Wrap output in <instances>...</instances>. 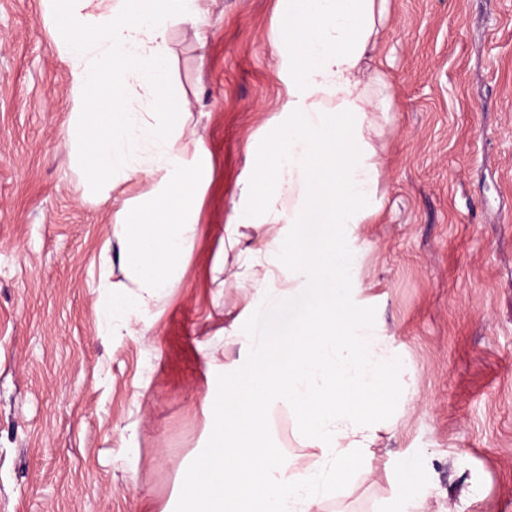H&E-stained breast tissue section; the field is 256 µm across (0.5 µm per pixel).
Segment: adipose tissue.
<instances>
[{
  "label": "adipose tissue",
  "mask_w": 512,
  "mask_h": 512,
  "mask_svg": "<svg viewBox=\"0 0 512 512\" xmlns=\"http://www.w3.org/2000/svg\"><path fill=\"white\" fill-rule=\"evenodd\" d=\"M205 0H44L78 107L67 143L88 195L153 182L115 211L112 237L129 267L127 286L98 311L108 336L136 337L133 319L178 278L198 230L197 188L210 172L204 150L176 148L186 106L171 74V29L194 21ZM274 49L288 84L283 119L251 146L240 199L224 226L238 249L234 279L253 278L267 338L233 325L245 367L205 407L215 448L180 477L191 512H319L335 499L377 439L380 410L402 373L393 340L360 314V225L382 210L373 113L388 112L390 86L368 61L388 0H278ZM261 277H253L254 268ZM291 413L311 466L263 444L275 405Z\"/></svg>",
  "instance_id": "obj_1"
}]
</instances>
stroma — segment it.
I'll list each match as a JSON object with an SVG mask.
<instances>
[{
	"instance_id": "stroma-1",
	"label": "stroma",
	"mask_w": 512,
	"mask_h": 512,
	"mask_svg": "<svg viewBox=\"0 0 512 512\" xmlns=\"http://www.w3.org/2000/svg\"><path fill=\"white\" fill-rule=\"evenodd\" d=\"M278 0H207L171 38L187 104L177 146L212 176L182 274L138 339L97 325L114 209L83 197L66 146L68 65L42 0H0V512H186L179 475L211 448L239 347L224 329L253 293L224 226L250 143L280 120ZM391 84L376 224L357 301L394 339L407 387L374 459L321 512H381L417 462L426 512H512V0H389L372 62ZM265 443L312 462L276 405Z\"/></svg>"
}]
</instances>
